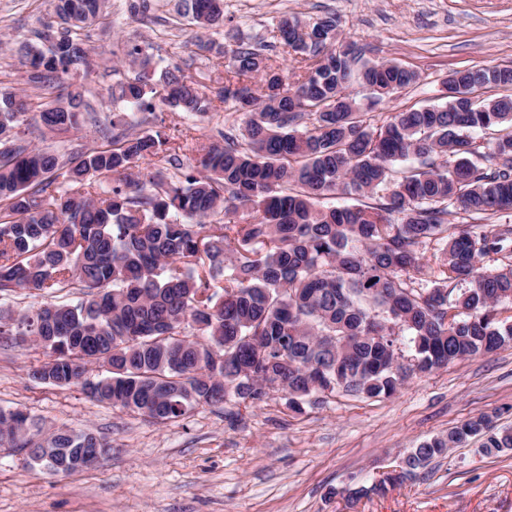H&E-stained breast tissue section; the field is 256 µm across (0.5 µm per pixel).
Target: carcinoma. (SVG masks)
<instances>
[{
	"label": "carcinoma",
	"mask_w": 512,
	"mask_h": 512,
	"mask_svg": "<svg viewBox=\"0 0 512 512\" xmlns=\"http://www.w3.org/2000/svg\"><path fill=\"white\" fill-rule=\"evenodd\" d=\"M54 2V19L24 44L26 83L38 95L67 88V104L0 94V293L48 298L34 311L0 309V339L44 349L31 378L79 385L97 402L166 423L271 392L294 410L340 389L392 397L404 382L393 369L403 336L419 373L512 343V324L497 312L512 298V266L480 267L491 253H512V225L480 223L512 209V131L483 148L471 136L512 128V96L483 99L484 112L449 96L371 126L343 94L358 48L331 47L329 16L278 22L275 38L304 72L295 85L262 50L239 45L224 51L231 71L214 98L178 67L157 90L150 56L134 45L118 82L130 108L196 115L231 101L246 115L241 129L218 131L224 144L193 143L196 169L142 181L139 162L164 153L179 166L183 147L114 121L99 127L102 145L65 163L18 137L30 118L49 132L95 119L86 91L68 80L89 69L90 29L111 19L109 0ZM175 22L219 28L224 0H190ZM358 75L396 90L418 80L393 61L365 60ZM453 75L471 93L512 87V68ZM410 159L419 166L396 177L393 165ZM338 190L370 202L323 206ZM452 208L470 221L448 223ZM221 211L224 221H210ZM433 241L444 244V277L424 288L421 249ZM74 285L77 302L59 297ZM105 364L108 375L91 379ZM269 379L277 385L264 387ZM480 434L488 456L512 449V428L494 431L481 416L411 449L406 469ZM0 447L27 448L55 474L83 470L88 448L112 455L108 438L44 433L20 409L0 408Z\"/></svg>",
	"instance_id": "cac0c4a2"
}]
</instances>
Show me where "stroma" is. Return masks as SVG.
Listing matches in <instances>:
<instances>
[{
  "instance_id": "stroma-1",
  "label": "stroma",
  "mask_w": 512,
  "mask_h": 512,
  "mask_svg": "<svg viewBox=\"0 0 512 512\" xmlns=\"http://www.w3.org/2000/svg\"><path fill=\"white\" fill-rule=\"evenodd\" d=\"M112 24L94 28L91 72L84 84L101 120L125 113L134 130H159L170 141L192 134L211 142L216 129L241 125L233 104L205 115L168 107L154 113L116 100L113 68L137 44L151 69L181 68L215 93L227 57L200 49L203 40L261 47L279 19L334 15L340 43L366 58L392 60L418 74L413 85L365 110L368 124L396 112L438 103L441 83L474 66L512 67V0H224V25L193 38L171 25L173 0H153L148 20L131 16L126 0H111ZM51 0H0V90L22 92L20 41L42 30ZM26 138L68 157L98 145L92 124L48 133L28 123ZM40 346L0 341V407L23 408L45 430H91L112 440L104 465L57 475L30 465L24 448L0 447V512H512V449L490 457L478 437L433 460L383 494L370 488L423 441L481 415L512 428V345L407 379L388 399L339 390L288 408L281 394L255 404L197 407L169 423L92 401L81 387L32 379ZM366 487L367 495L345 497Z\"/></svg>"
}]
</instances>
